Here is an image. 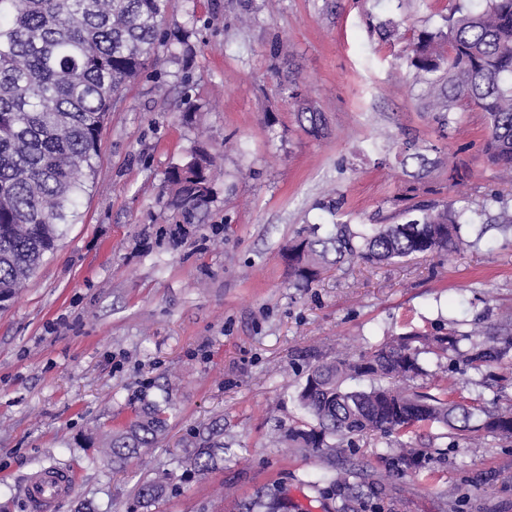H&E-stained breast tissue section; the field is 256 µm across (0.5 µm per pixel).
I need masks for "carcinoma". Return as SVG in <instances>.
I'll return each instance as SVG.
<instances>
[{"label": "carcinoma", "mask_w": 512, "mask_h": 512, "mask_svg": "<svg viewBox=\"0 0 512 512\" xmlns=\"http://www.w3.org/2000/svg\"><path fill=\"white\" fill-rule=\"evenodd\" d=\"M176 0H0V301L24 287L52 252L61 225L94 174L100 131L122 87L142 74L171 36L164 18ZM444 24L421 32L409 65L427 86V109L443 129L457 123L455 109L484 113L486 161L512 178V0H485L481 9L453 0ZM294 101L299 126L322 137L327 121L300 90L293 73L279 83ZM214 157L204 150L170 167L171 204L187 216L210 199ZM401 224H307L286 249L292 285L310 288L323 270L352 260L392 262L416 255L452 253L463 227L480 212L448 201L414 204ZM466 335L448 323L443 336L413 333L383 342L354 360L338 354L311 366L297 400L313 420L290 428L289 448H312L340 458L364 436H398L392 465L410 469L422 450L402 438L421 425L448 428L459 439L512 438V402L488 407L399 386L426 375L420 356L433 354L480 370L500 364L512 350V310L504 312L489 342L459 348ZM369 380L363 387L359 382ZM167 422L165 410L147 402L124 426L105 435L97 453L112 469L148 455ZM336 490L337 512L369 511L383 491L354 469L324 475ZM168 487L158 477L140 489L144 507Z\"/></svg>", "instance_id": "carcinoma-1"}]
</instances>
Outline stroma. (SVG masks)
<instances>
[{"instance_id": "obj_1", "label": "stroma", "mask_w": 512, "mask_h": 512, "mask_svg": "<svg viewBox=\"0 0 512 512\" xmlns=\"http://www.w3.org/2000/svg\"><path fill=\"white\" fill-rule=\"evenodd\" d=\"M224 3L178 0L168 12L167 28L193 33L190 60L126 84L75 221L0 309V512H31L23 486L49 466L72 480L55 512H144L140 488L160 472L172 483L153 512H250L261 496L336 512L315 481L345 464L385 482L392 512H512V440L467 449L445 428L421 427L410 440L426 452L423 468L395 475L383 438L358 441L341 462L279 445L309 422L296 392L310 366L389 335L441 334L452 319L480 341L512 306V234L494 226L477 246L347 262L310 288L292 287L283 254L308 223H391L394 197L412 184L497 214L486 203L499 183L482 154L483 113L441 130L407 64L409 38L438 26L449 0H254L247 26ZM388 21L406 40L382 41ZM283 65L324 113V137L302 130L279 93L273 70ZM186 94L196 111H185ZM199 145L220 167L204 214L187 224L166 174ZM452 165L468 178L449 182ZM338 197L336 216L320 210ZM421 362L424 387L512 397V354L487 373L449 371L431 354ZM163 399L156 448L112 471L93 436ZM216 422L224 450L202 476L190 461Z\"/></svg>"}]
</instances>
